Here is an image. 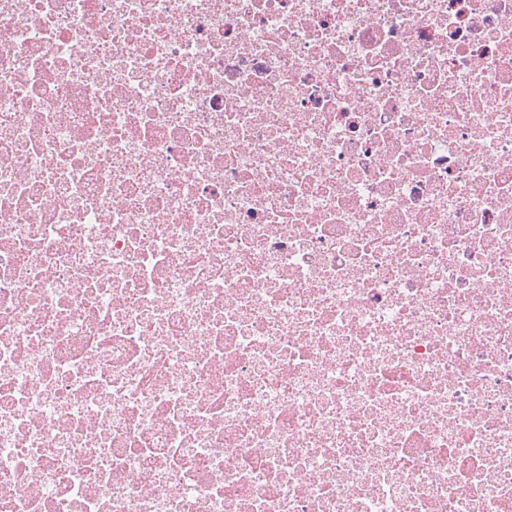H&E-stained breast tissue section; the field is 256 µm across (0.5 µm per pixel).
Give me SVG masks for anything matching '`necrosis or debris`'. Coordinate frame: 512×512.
<instances>
[{
  "label": "necrosis or debris",
  "mask_w": 512,
  "mask_h": 512,
  "mask_svg": "<svg viewBox=\"0 0 512 512\" xmlns=\"http://www.w3.org/2000/svg\"><path fill=\"white\" fill-rule=\"evenodd\" d=\"M0 512H512V0H0Z\"/></svg>",
  "instance_id": "necrosis-or-debris-1"
}]
</instances>
